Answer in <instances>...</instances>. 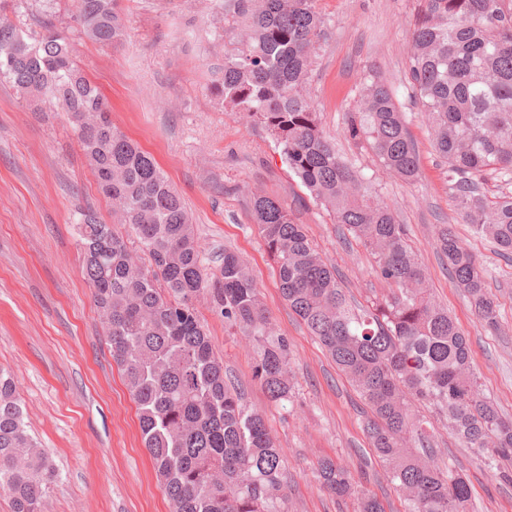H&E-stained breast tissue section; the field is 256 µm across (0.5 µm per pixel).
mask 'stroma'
<instances>
[{"instance_id": "obj_1", "label": "stroma", "mask_w": 512, "mask_h": 512, "mask_svg": "<svg viewBox=\"0 0 512 512\" xmlns=\"http://www.w3.org/2000/svg\"><path fill=\"white\" fill-rule=\"evenodd\" d=\"M128 36L118 47L75 42L77 59L100 88L113 125L158 162L193 217L208 272L225 250L248 263L275 331L288 339L293 406L271 402L252 377L253 345L233 334L206 297L195 302L229 380L265 416L288 472V512H354L316 479L322 457L347 467L383 501L406 504L374 457L363 428L364 404L344 375L289 309L277 270L253 220L250 194L280 201L335 263L358 301L387 293L372 261L344 238L324 208L288 173L272 139L239 113L225 110L212 84L224 68V12L215 0H120ZM328 22L308 90L336 151L388 201L426 266L436 300L470 340L483 392L512 417V261L459 223L455 202L431 143L427 118L410 99L408 23L415 0H317ZM394 89L419 155V176L406 183L385 172L369 149L348 139L345 117L368 69ZM95 209L111 222L77 138L61 108L29 105L0 81V369L10 372L25 420L53 457L58 479L43 512H173L144 445L136 406L110 355L77 245L79 214ZM453 225L487 268L499 305L498 331H488L464 292L449 280L436 250L435 227ZM439 464L465 473L476 512H512V484L493 476L458 447L429 407Z\"/></svg>"}]
</instances>
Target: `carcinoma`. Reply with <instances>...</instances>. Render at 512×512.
I'll return each mask as SVG.
<instances>
[{
	"label": "carcinoma",
	"mask_w": 512,
	"mask_h": 512,
	"mask_svg": "<svg viewBox=\"0 0 512 512\" xmlns=\"http://www.w3.org/2000/svg\"><path fill=\"white\" fill-rule=\"evenodd\" d=\"M43 32L0 19V80L24 96L60 106L113 223L80 213L84 273L112 360L136 404L145 448L174 512H288L285 465L264 415L224 379L193 300L208 296L226 327L256 349L253 379L271 401L289 402L294 382L288 340L276 334L248 263L224 251L219 274L202 263L192 216L153 158L112 125L108 107L80 67L74 43L53 22L56 0H40ZM409 23L410 79L428 119L458 215L512 259V193L488 196V174L512 173V0H417ZM224 23L245 39L224 51L214 85L224 109L273 139L310 199L372 257L389 285L361 305L290 211L265 195L252 213L276 264L290 309L351 382L366 410L364 431L407 512H472L468 480L419 449L433 438L417 403L432 406L448 433L505 482L512 474V418L480 389L467 334L436 302L426 270L388 202L337 154L306 91L328 35L316 0H222ZM84 38L116 46L126 36L119 0H69ZM344 132L407 182L418 174L403 112L378 72H367ZM437 252L479 320L496 330L499 311L485 270L447 224ZM320 487L353 498L357 512H385L332 458L319 461ZM53 460L27 431L13 376L0 369V490L12 512H42Z\"/></svg>",
	"instance_id": "1"
}]
</instances>
